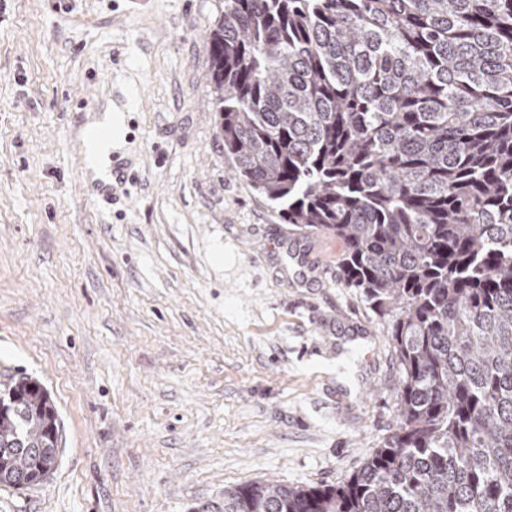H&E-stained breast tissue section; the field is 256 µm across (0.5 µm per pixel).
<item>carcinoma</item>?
<instances>
[{
	"label": "carcinoma",
	"mask_w": 512,
	"mask_h": 512,
	"mask_svg": "<svg viewBox=\"0 0 512 512\" xmlns=\"http://www.w3.org/2000/svg\"><path fill=\"white\" fill-rule=\"evenodd\" d=\"M207 82L232 174L343 247L387 320L396 425L341 485L205 512H512V0H224ZM46 390L0 380V486L43 481Z\"/></svg>",
	"instance_id": "1"
}]
</instances>
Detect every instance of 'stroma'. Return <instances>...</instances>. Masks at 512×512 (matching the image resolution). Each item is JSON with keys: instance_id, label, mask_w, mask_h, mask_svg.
Here are the masks:
<instances>
[{"instance_id": "1", "label": "stroma", "mask_w": 512, "mask_h": 512, "mask_svg": "<svg viewBox=\"0 0 512 512\" xmlns=\"http://www.w3.org/2000/svg\"><path fill=\"white\" fill-rule=\"evenodd\" d=\"M219 0H0V374L60 463L0 512H195L344 482L392 432L386 324L235 178L206 83ZM124 128L98 163L87 137ZM127 177L101 188L111 164Z\"/></svg>"}]
</instances>
